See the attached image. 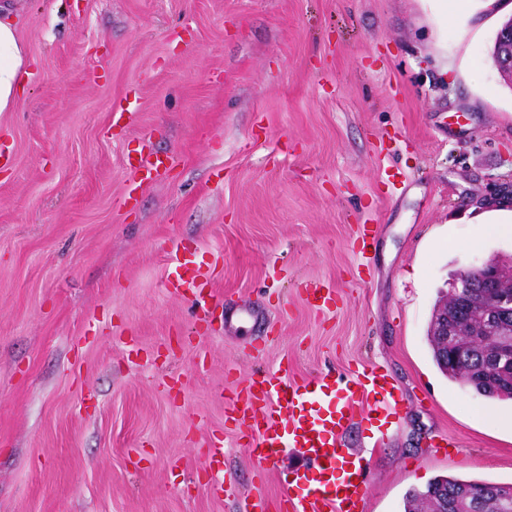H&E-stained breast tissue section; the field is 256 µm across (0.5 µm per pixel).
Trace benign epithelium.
<instances>
[{
  "instance_id": "7a95c632",
  "label": "benign epithelium",
  "mask_w": 512,
  "mask_h": 512,
  "mask_svg": "<svg viewBox=\"0 0 512 512\" xmlns=\"http://www.w3.org/2000/svg\"><path fill=\"white\" fill-rule=\"evenodd\" d=\"M496 41L502 47L493 55L494 64L511 80L512 17ZM443 304L435 325L441 343L452 346L460 358L474 347L482 348L487 380L505 384L512 392V257L464 268Z\"/></svg>"
}]
</instances>
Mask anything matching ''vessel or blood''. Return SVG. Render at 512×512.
Wrapping results in <instances>:
<instances>
[{"label": "vessel or blood", "instance_id": "vessel-or-blood-1", "mask_svg": "<svg viewBox=\"0 0 512 512\" xmlns=\"http://www.w3.org/2000/svg\"><path fill=\"white\" fill-rule=\"evenodd\" d=\"M170 161L169 155L151 150L128 157L127 164L150 181ZM172 264L168 289L193 296L210 291L211 276L192 252L176 250ZM401 402L378 367L342 379L321 372L292 380L281 366L242 386L233 410L239 427L256 436L254 453L260 463L274 467L285 451L299 463L280 504L282 512H362L361 460L340 448L338 440L360 416L374 421L377 431L389 428Z\"/></svg>", "mask_w": 512, "mask_h": 512}]
</instances>
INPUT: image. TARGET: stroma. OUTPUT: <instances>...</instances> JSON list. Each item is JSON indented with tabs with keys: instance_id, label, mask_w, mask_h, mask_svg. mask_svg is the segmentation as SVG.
<instances>
[{
	"instance_id": "obj_1",
	"label": "stroma",
	"mask_w": 512,
	"mask_h": 512,
	"mask_svg": "<svg viewBox=\"0 0 512 512\" xmlns=\"http://www.w3.org/2000/svg\"><path fill=\"white\" fill-rule=\"evenodd\" d=\"M13 2L32 75L0 112V512L277 500L296 460L257 473L229 400L282 364L377 365L402 396L387 436L359 418L340 438L363 512L440 476L512 484V425L490 419L512 401L449 381L427 338L462 269L512 254L479 224L512 188L484 0ZM146 146L171 163L122 205ZM177 245L213 296L164 288Z\"/></svg>"
}]
</instances>
